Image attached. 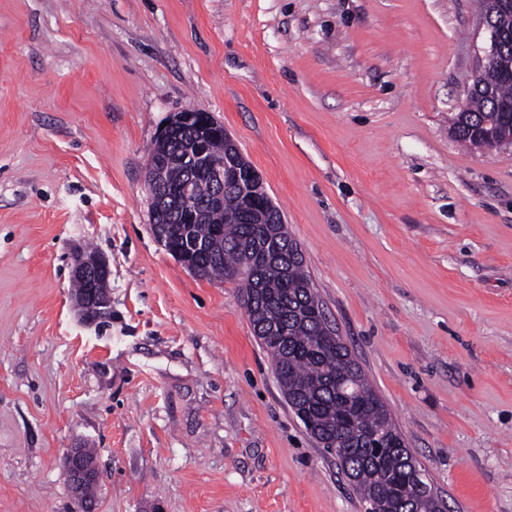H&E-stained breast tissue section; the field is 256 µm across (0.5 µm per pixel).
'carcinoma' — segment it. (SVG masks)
<instances>
[{
    "mask_svg": "<svg viewBox=\"0 0 512 512\" xmlns=\"http://www.w3.org/2000/svg\"><path fill=\"white\" fill-rule=\"evenodd\" d=\"M467 120L452 118L457 139L473 141L471 129L512 135V112H494L490 101L475 96ZM247 202L231 188L224 208L207 218L222 229L214 255L205 262L206 278L237 283L255 337L270 355L281 389L305 429L335 452L341 469L366 504V512H437L418 499L412 470L416 458L405 445L390 413L375 393L348 347L314 309L317 296L305 273L304 259L271 258L248 267L260 229L245 221Z\"/></svg>",
    "mask_w": 512,
    "mask_h": 512,
    "instance_id": "cac0c4a2",
    "label": "carcinoma"
}]
</instances>
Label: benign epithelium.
Returning <instances> with one entry per match:
<instances>
[{"instance_id":"1","label":"benign epithelium","mask_w":512,"mask_h":512,"mask_svg":"<svg viewBox=\"0 0 512 512\" xmlns=\"http://www.w3.org/2000/svg\"><path fill=\"white\" fill-rule=\"evenodd\" d=\"M493 6L480 15V25L485 33L484 45L479 49L481 57L472 78L467 97L459 105V111H470L469 103L474 93L485 85V76L495 73L502 79H512V35L500 24L499 15L512 9V0H492ZM197 108H186L174 113L152 143L146 167L145 186L153 202L152 225L163 246H168L166 221L170 212L183 206L190 207L196 196L204 189L210 190L209 207L222 208L224 186L230 185L243 193L255 196L264 190L261 174L245 164L241 157L218 161L209 152V143L214 135H224L228 152L237 150L236 143L224 134V127L215 122L196 125L192 139L185 143L178 154L165 155L158 146L172 137V131L188 127L194 121ZM182 165L190 174L177 189L169 194L164 191L167 185L166 171L171 162ZM110 275L106 258L99 255L79 253L71 265V276L86 284L83 293L76 296L82 319L93 324L109 313L111 297L96 288L97 281ZM65 479L72 493L82 504L84 512H91L90 492L98 483L96 465L86 461L83 449L72 448L67 454Z\"/></svg>"}]
</instances>
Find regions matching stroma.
<instances>
[{"label": "stroma", "instance_id": "35a3bbf8", "mask_svg": "<svg viewBox=\"0 0 512 512\" xmlns=\"http://www.w3.org/2000/svg\"><path fill=\"white\" fill-rule=\"evenodd\" d=\"M475 0H0V512H365L235 282L151 231L148 152L210 112L448 512H512V145L459 142ZM111 275L104 323L77 249ZM109 275V264L106 258L95 254L86 255L82 253L75 256L71 265V276L83 281L86 288L81 293L84 284L80 281H73V287L82 319L88 324H93L97 320L105 318L109 313L110 294L98 291V288H100L104 292H109V278L102 280L96 288L97 281L102 277H109ZM65 479L72 493L82 504L84 511L92 510L90 492L98 483L96 464L88 463L83 454V448H71L66 457Z\"/></svg>", "mask_w": 512, "mask_h": 512}]
</instances>
